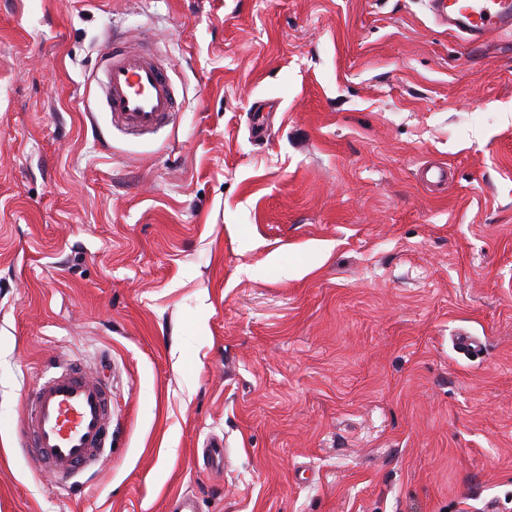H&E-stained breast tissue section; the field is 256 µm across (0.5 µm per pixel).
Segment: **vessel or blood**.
Listing matches in <instances>:
<instances>
[{"mask_svg": "<svg viewBox=\"0 0 512 512\" xmlns=\"http://www.w3.org/2000/svg\"><path fill=\"white\" fill-rule=\"evenodd\" d=\"M435 22L471 43L512 32V0H427ZM113 126L153 132L173 121L176 102L164 70L135 46L106 45L96 79ZM23 447L37 470L70 489L93 472L112 441V392L77 363L51 364L29 395Z\"/></svg>", "mask_w": 512, "mask_h": 512, "instance_id": "obj_1", "label": "vessel or blood"}]
</instances>
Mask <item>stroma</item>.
<instances>
[{"label":"stroma","mask_w":512,"mask_h":512,"mask_svg":"<svg viewBox=\"0 0 512 512\" xmlns=\"http://www.w3.org/2000/svg\"><path fill=\"white\" fill-rule=\"evenodd\" d=\"M112 34L168 75L156 134L97 109ZM48 359L112 388L74 494L19 443ZM178 495L512 512V35L423 0H0V512Z\"/></svg>","instance_id":"1"}]
</instances>
